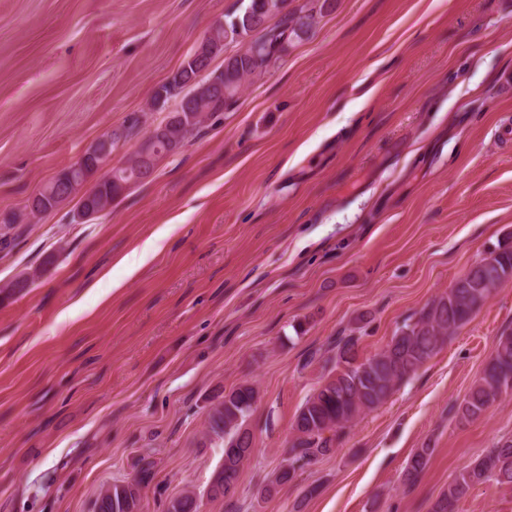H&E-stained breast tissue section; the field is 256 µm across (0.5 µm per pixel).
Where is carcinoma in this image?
<instances>
[{
    "label": "carcinoma",
    "instance_id": "1",
    "mask_svg": "<svg viewBox=\"0 0 512 512\" xmlns=\"http://www.w3.org/2000/svg\"><path fill=\"white\" fill-rule=\"evenodd\" d=\"M333 0H305L288 9V0H247L224 16V41L239 42L245 49L224 58V67L197 77V60L187 58L162 84L153 97L159 105L178 100V119L166 125L164 144L154 156L178 152L196 136L208 114L222 112L233 105L247 81L255 82L270 74L288 55L295 42L308 33L316 16L329 12ZM143 145L130 152L119 167L112 168V179L100 180L94 166L86 165L84 178L74 180L66 170L59 171L46 185L52 190L41 209L25 210L0 217V244L10 245L11 230L29 224L38 215L55 211L81 196L79 209L100 212L131 186L144 182L138 157ZM41 275L35 270L20 276L0 289L9 298L26 291ZM512 280V246L504 245L472 264L453 285L433 299L417 316L395 332L381 351L360 361L357 340L352 336L336 338V372L300 407L294 428L296 437L289 448L286 465L277 482L296 477V464L309 463L333 450L336 432L355 418L383 404L395 387L415 374L458 328L478 311L497 286ZM512 391V332L502 334L480 378L459 405L457 414L465 419L481 416L502 393ZM258 399L257 389L242 384L224 394L208 417L209 433L224 439V462L210 487V498H224L234 493L244 461L252 452L250 434L243 429ZM432 453L422 448L408 462L404 481L415 483ZM153 462H145L141 477L134 483L114 484L100 491L96 512H139L138 486L147 479ZM495 479L512 486V440L501 443L488 454L466 466L448 490L434 502L431 512H454L456 503L472 486Z\"/></svg>",
    "mask_w": 512,
    "mask_h": 512
}]
</instances>
